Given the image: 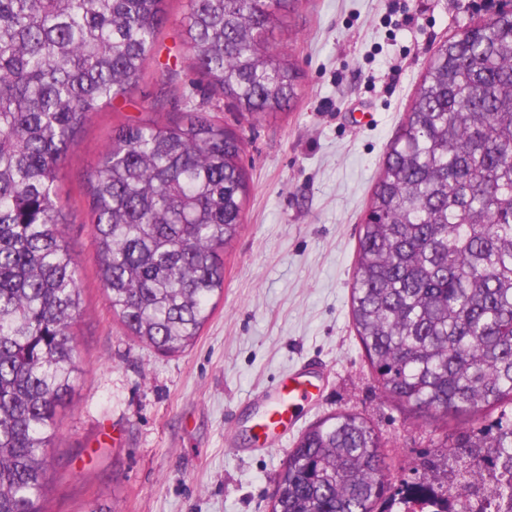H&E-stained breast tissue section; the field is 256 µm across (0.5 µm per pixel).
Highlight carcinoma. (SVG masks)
Listing matches in <instances>:
<instances>
[{"label":"carcinoma","instance_id":"cac0c4a2","mask_svg":"<svg viewBox=\"0 0 512 512\" xmlns=\"http://www.w3.org/2000/svg\"><path fill=\"white\" fill-rule=\"evenodd\" d=\"M168 0H0V512H42L51 430L80 374V273L59 174L76 135L143 75ZM299 0H186L181 45L212 95L256 119L292 108L296 63L274 48ZM159 64L153 111L112 130L91 187L97 277L128 335L186 351L224 294L242 228L244 139ZM353 325L389 396L418 416L512 403V10L435 51L391 145L358 240ZM463 503L512 512V426L442 444ZM386 458L367 421L310 426L271 512H372Z\"/></svg>","mask_w":512,"mask_h":512}]
</instances>
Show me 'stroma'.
Listing matches in <instances>:
<instances>
[{
  "label": "stroma",
  "instance_id": "1",
  "mask_svg": "<svg viewBox=\"0 0 512 512\" xmlns=\"http://www.w3.org/2000/svg\"><path fill=\"white\" fill-rule=\"evenodd\" d=\"M498 0H299L277 40L301 70L295 106L216 120L245 137L249 196L224 254V296L195 346L163 356L127 335L96 275L84 174L113 127L143 118L160 79L141 80L78 135L59 198L81 267L84 314L75 328L82 369L59 408L43 512H270L274 478L299 432L340 411L374 429L388 493L427 471L444 475L440 444L481 423L419 418L382 392L351 320L359 240L383 161L435 48L499 9ZM307 364L320 394L282 445L239 455L255 414L246 400Z\"/></svg>",
  "mask_w": 512,
  "mask_h": 512
}]
</instances>
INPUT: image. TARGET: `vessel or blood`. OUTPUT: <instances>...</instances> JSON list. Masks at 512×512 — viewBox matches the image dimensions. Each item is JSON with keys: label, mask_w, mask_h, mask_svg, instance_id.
Segmentation results:
<instances>
[{"label": "vessel or blood", "mask_w": 512, "mask_h": 512, "mask_svg": "<svg viewBox=\"0 0 512 512\" xmlns=\"http://www.w3.org/2000/svg\"><path fill=\"white\" fill-rule=\"evenodd\" d=\"M316 378V372L299 367L261 392V408L251 425L257 445L279 446L294 431L304 408L315 400Z\"/></svg>", "instance_id": "b4317fda"}]
</instances>
